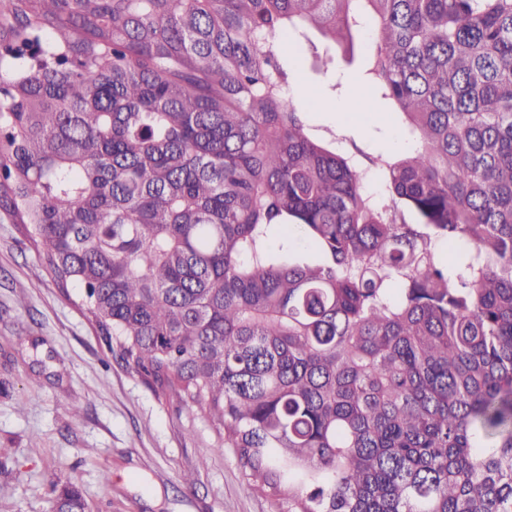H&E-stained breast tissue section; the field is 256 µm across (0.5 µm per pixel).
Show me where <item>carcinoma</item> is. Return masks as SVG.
<instances>
[{"mask_svg":"<svg viewBox=\"0 0 512 512\" xmlns=\"http://www.w3.org/2000/svg\"><path fill=\"white\" fill-rule=\"evenodd\" d=\"M365 16L413 224L288 98ZM0 222L275 512H512V0H0Z\"/></svg>","mask_w":512,"mask_h":512,"instance_id":"1","label":"carcinoma"}]
</instances>
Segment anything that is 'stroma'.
<instances>
[{
  "label": "stroma",
  "mask_w": 512,
  "mask_h": 512,
  "mask_svg": "<svg viewBox=\"0 0 512 512\" xmlns=\"http://www.w3.org/2000/svg\"><path fill=\"white\" fill-rule=\"evenodd\" d=\"M352 35L338 46L313 28L290 32L282 63L309 91L294 103L310 135L366 155L365 186L381 193L374 157L402 158L409 142L367 74L369 26ZM78 301L20 227L0 223V512H49L53 488L69 484L89 512H273L216 430L115 359Z\"/></svg>",
  "instance_id": "35a3bbf8"
}]
</instances>
